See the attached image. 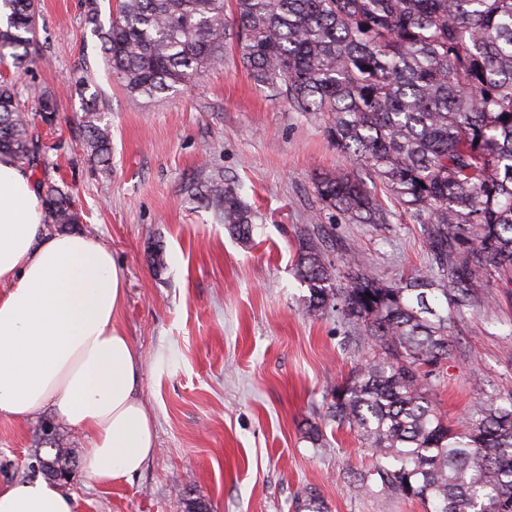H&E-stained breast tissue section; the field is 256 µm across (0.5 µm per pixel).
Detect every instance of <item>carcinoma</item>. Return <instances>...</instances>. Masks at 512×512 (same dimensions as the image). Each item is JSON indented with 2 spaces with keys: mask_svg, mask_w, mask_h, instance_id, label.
Returning <instances> with one entry per match:
<instances>
[{
  "mask_svg": "<svg viewBox=\"0 0 512 512\" xmlns=\"http://www.w3.org/2000/svg\"><path fill=\"white\" fill-rule=\"evenodd\" d=\"M228 6L253 82L321 116L330 141L356 163L352 173L318 179L321 202L353 224H388L374 194L382 184L423 225L438 265L437 278L387 284L350 259L340 285L316 232L298 237L308 315L333 310L380 348L336 386L329 414L373 450L363 487L420 500L430 512H512V401L480 403L460 431L427 394L429 372L452 351L455 317L481 305L491 270L512 271V0H117L106 23L98 0H84L107 68L148 98L224 60ZM37 17V0H0V60H27ZM109 108L96 91L83 102L85 141L99 163L110 160ZM57 111L53 96L40 97L44 123ZM31 123L1 82V155L37 161ZM190 198L250 237L255 214L221 177ZM42 206L59 227L82 223L59 186ZM436 291L446 308L429 303ZM48 444L46 456L75 465L55 426Z\"/></svg>",
  "mask_w": 512,
  "mask_h": 512,
  "instance_id": "cac0c4a2",
  "label": "carcinoma"
}]
</instances>
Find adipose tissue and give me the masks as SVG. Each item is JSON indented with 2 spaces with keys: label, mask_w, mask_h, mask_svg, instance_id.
Instances as JSON below:
<instances>
[{
  "label": "adipose tissue",
  "mask_w": 512,
  "mask_h": 512,
  "mask_svg": "<svg viewBox=\"0 0 512 512\" xmlns=\"http://www.w3.org/2000/svg\"><path fill=\"white\" fill-rule=\"evenodd\" d=\"M43 221L29 172L0 156V415L53 407L89 435L82 469L108 486L155 450L142 360L118 323L125 279L97 240ZM0 512H74V499L54 481H18L0 487Z\"/></svg>",
  "instance_id": "1"
}]
</instances>
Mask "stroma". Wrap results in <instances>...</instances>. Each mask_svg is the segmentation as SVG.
<instances>
[{"instance_id": "35a3bbf8", "label": "stroma", "mask_w": 512, "mask_h": 512, "mask_svg": "<svg viewBox=\"0 0 512 512\" xmlns=\"http://www.w3.org/2000/svg\"><path fill=\"white\" fill-rule=\"evenodd\" d=\"M38 11L25 68L2 61L0 80L14 83L25 108L45 93L57 99L54 124L33 130L48 150L32 175L70 189L83 218L75 232L110 248L123 273L118 322L141 355V397L156 429L139 474L102 486L74 472L63 489L75 512H186L190 498L210 512H299L309 491L327 512H427L361 486L372 451L328 408L334 387L373 350L336 312L310 318L295 272L299 231L314 225L337 269L353 258L389 284L437 275L422 225L403 212L388 224H351L319 201L318 178L354 163L322 118L253 83L236 37L202 79L148 99L104 65L83 0H38ZM85 75L110 101L105 168L84 144ZM214 174L255 212L249 239L186 194ZM451 335L428 394L461 425L477 403L512 396V281L492 275L483 305L456 318ZM57 420L50 407L23 422L0 416L1 486L37 478L41 424Z\"/></svg>"}]
</instances>
